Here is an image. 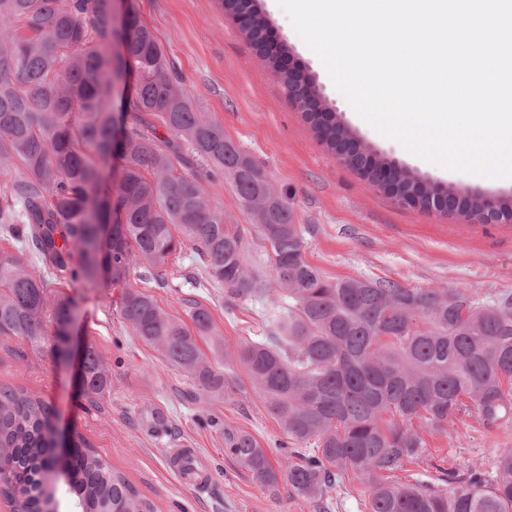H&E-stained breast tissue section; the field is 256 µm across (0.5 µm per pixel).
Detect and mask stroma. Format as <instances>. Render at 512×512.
<instances>
[{
	"instance_id": "1",
	"label": "stroma",
	"mask_w": 512,
	"mask_h": 512,
	"mask_svg": "<svg viewBox=\"0 0 512 512\" xmlns=\"http://www.w3.org/2000/svg\"><path fill=\"white\" fill-rule=\"evenodd\" d=\"M138 4L195 108L222 124L225 135L266 170L272 183L288 190L304 230L306 257L325 276L385 280L422 290L450 288L480 301L512 293V223L481 224L395 204L328 152L218 0ZM262 10L271 22L270 40L288 44L292 64L316 80L337 119L370 150L430 183L483 195L512 194V179L436 167L356 120L287 15L267 4ZM130 283L182 320L190 302L207 306L229 353L265 336L262 308L280 296L273 286L264 295L226 307L223 285L212 281L188 250L170 260L157 279L134 274ZM55 291L76 301L73 345L97 349L112 372L111 392L90 404L79 382L78 356L62 358L49 341L33 348L0 339V383L44 396L59 427L89 439L153 503L155 512H316L313 502L285 491L270 497L244 467L225 456L223 431L200 422L206 405L188 402L189 384L182 374L125 324L118 310L120 287L82 288L60 276ZM159 415L167 419V428L156 426ZM219 415L224 424L257 438L271 459H279L283 431L253 393L230 392ZM423 436L429 459L405 465L396 479L433 481L432 462L441 457L460 470L475 466L491 472L500 449L512 448V424L489 431L471 416ZM176 448L198 452L211 474L206 490L177 477L169 464Z\"/></svg>"
}]
</instances>
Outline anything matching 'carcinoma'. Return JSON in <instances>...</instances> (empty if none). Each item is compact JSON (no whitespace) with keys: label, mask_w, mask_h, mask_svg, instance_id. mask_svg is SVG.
Segmentation results:
<instances>
[{"label":"carcinoma","mask_w":512,"mask_h":512,"mask_svg":"<svg viewBox=\"0 0 512 512\" xmlns=\"http://www.w3.org/2000/svg\"><path fill=\"white\" fill-rule=\"evenodd\" d=\"M219 3L253 19L242 33L293 89L281 65L289 48L269 42L260 0ZM114 15L113 0H0V231L19 243L14 253L0 250V338L34 348L50 336L63 341L76 303L51 289L60 275L82 288L122 286L121 317L194 397L216 407L250 389L280 424L287 441L277 464L253 435L224 427V454L270 495L284 484L330 512L331 492L354 479L368 491V512H512V448L492 476L436 466L445 489L391 476L426 457V428L462 415L487 430L512 420V294L483 303L448 288L328 279L305 256L287 190L194 108L135 0L123 12L118 52ZM129 73L135 90L117 112L114 95ZM322 108L303 113L319 140L378 184L379 170L395 164L371 151L342 155L359 140ZM399 172L420 209H479L456 189L423 193L418 176ZM220 179L251 228L229 223L206 195L203 181ZM252 234L263 275L246 263ZM186 249L224 284L229 305L264 293L268 278L288 297L286 307L269 302L268 335L234 351L244 381L201 348L206 339L212 354L223 348L206 306L195 304L187 324L129 285L133 269L147 279ZM82 369L87 398L104 399L112 376L92 346ZM53 417L45 398L0 385V496L12 512H59L60 483L71 512H154L79 432L66 468L49 481Z\"/></svg>","instance_id":"1"}]
</instances>
